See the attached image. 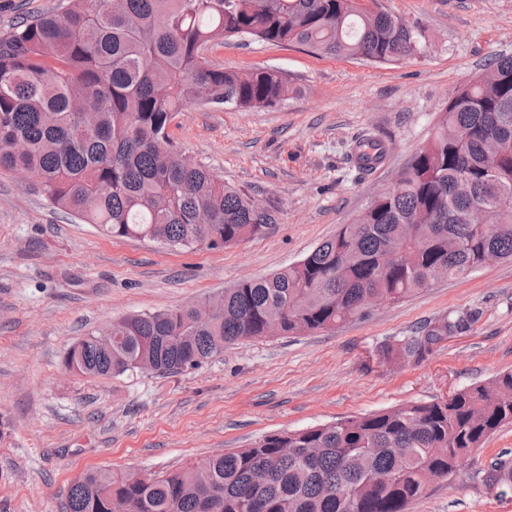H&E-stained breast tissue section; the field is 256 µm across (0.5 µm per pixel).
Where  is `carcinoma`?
<instances>
[{
	"label": "carcinoma",
	"mask_w": 512,
	"mask_h": 512,
	"mask_svg": "<svg viewBox=\"0 0 512 512\" xmlns=\"http://www.w3.org/2000/svg\"><path fill=\"white\" fill-rule=\"evenodd\" d=\"M228 38L397 64L417 56L422 34L363 0H66L0 36V169L35 173L55 208L112 238L221 250L264 233L275 210L185 162L168 132L192 105L269 108L301 92L275 69L213 63L206 50ZM387 152L365 133L350 160L366 176ZM490 253L512 260V56L457 89L393 189L297 264L224 289L207 302L208 322L186 306L115 319L69 347L63 366L108 377L149 361L181 373L274 326L288 336L363 318L368 295L405 302L435 272L463 280ZM469 324L434 318L382 357L419 362ZM508 425L512 371L446 401L265 435L203 471H90L70 486L66 512H406ZM491 474L497 496L512 495L509 462Z\"/></svg>",
	"instance_id": "obj_1"
}]
</instances>
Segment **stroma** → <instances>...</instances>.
Masks as SVG:
<instances>
[{
    "mask_svg": "<svg viewBox=\"0 0 512 512\" xmlns=\"http://www.w3.org/2000/svg\"><path fill=\"white\" fill-rule=\"evenodd\" d=\"M366 3L423 33L415 59L380 65L229 39L209 50L212 61L280 70L302 94L262 109L191 106L169 126L190 161L270 201L277 222L263 234L187 251L106 237L0 170V512H65L71 484L93 468L173 470L265 435L440 400L512 370L511 261L331 330L239 341L178 374L84 377L62 365L68 347L113 319L202 304L303 259L364 210L373 188L394 181L456 88L492 55H512V0ZM366 132L388 153L362 177L348 155ZM466 313L471 326L420 362L383 361L382 345ZM499 458L512 461V427L408 512H512L487 481Z\"/></svg>",
    "mask_w": 512,
    "mask_h": 512,
    "instance_id": "1",
    "label": "stroma"
}]
</instances>
